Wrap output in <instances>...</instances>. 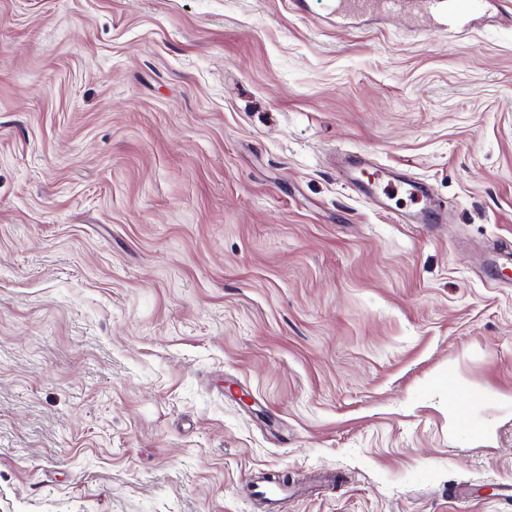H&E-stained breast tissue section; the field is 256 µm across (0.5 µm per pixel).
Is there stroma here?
<instances>
[{"mask_svg":"<svg viewBox=\"0 0 512 512\" xmlns=\"http://www.w3.org/2000/svg\"><path fill=\"white\" fill-rule=\"evenodd\" d=\"M311 9L0 0V512H261L258 473L301 490L277 512H496L512 28ZM340 148L447 223L345 189ZM336 159H345L342 166H336L337 177L359 195L375 199L381 208L389 209L387 200H392L403 188L410 205L415 206L411 224H443V210L435 203L434 193L424 180L381 167L363 150L341 153ZM512 243L501 244L492 251L490 262L485 265V274L489 271L493 281L498 282L496 273L498 269H511Z\"/></svg>","mask_w":512,"mask_h":512,"instance_id":"stroma-1","label":"stroma"}]
</instances>
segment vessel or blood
Masks as SVG:
<instances>
[{"instance_id": "vessel-or-blood-1", "label": "vessel or blood", "mask_w": 512, "mask_h": 512, "mask_svg": "<svg viewBox=\"0 0 512 512\" xmlns=\"http://www.w3.org/2000/svg\"><path fill=\"white\" fill-rule=\"evenodd\" d=\"M414 0H331L329 17L348 20L368 15L391 17L406 13ZM431 31L464 32L468 20L484 16L491 6H503L504 0H422ZM337 167V177L359 195L386 204L399 192H406L414 207L416 224H439L444 213L434 200L430 185L424 180L379 166L369 152L358 150L344 156Z\"/></svg>"}]
</instances>
